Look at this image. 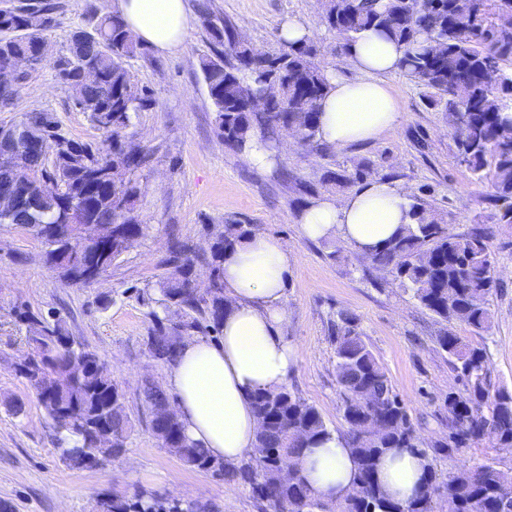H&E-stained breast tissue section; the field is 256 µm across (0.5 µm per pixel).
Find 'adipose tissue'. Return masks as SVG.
Masks as SVG:
<instances>
[{
    "mask_svg": "<svg viewBox=\"0 0 512 512\" xmlns=\"http://www.w3.org/2000/svg\"><path fill=\"white\" fill-rule=\"evenodd\" d=\"M117 14L139 42L161 55L178 49L195 18L190 0H117ZM403 46L369 30L345 47L352 74L326 75L319 138L340 150L371 143L403 120L387 78L399 71ZM409 195L387 180L336 198L313 199L298 215L302 237L332 240L366 256L382 249L410 223ZM296 254L279 239L257 233L224 256V295L229 305L219 342L184 340L166 371V387L187 435L210 455L235 464L254 455L259 428L257 392L285 385L299 350L284 334L285 288ZM310 488L327 500L353 490L354 462L347 443L333 434L301 461ZM424 461L408 452L386 455L378 479L392 497L407 501L423 489Z\"/></svg>",
    "mask_w": 512,
    "mask_h": 512,
    "instance_id": "1",
    "label": "adipose tissue"
}]
</instances>
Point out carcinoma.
Returning <instances> with one entry per match:
<instances>
[{
	"mask_svg": "<svg viewBox=\"0 0 512 512\" xmlns=\"http://www.w3.org/2000/svg\"><path fill=\"white\" fill-rule=\"evenodd\" d=\"M59 9L56 0H39L35 8L20 4L0 15V62L30 54L40 65L50 63L61 85L76 87L80 111L107 138L102 143L77 141L66 136L51 113L28 112L19 122L0 127L8 137L0 140V190L31 177L56 183L59 192L54 197H40L28 186L35 196L33 208L20 210L10 223L33 225V235L45 246L48 266L63 279L74 275L75 282L95 254L70 235L72 221L115 227L110 263L144 235L134 210L141 195L139 173L148 165L149 154L130 145L126 130L154 101L127 66L142 45L128 38L129 30L116 14L90 7L64 48L50 53L45 33L56 25ZM197 10L208 47L199 69L224 146L239 153L254 136L270 141L286 129L305 146L320 145L318 108L326 68L315 61V43L285 44L258 57L234 22L214 15L211 0H199ZM502 11L512 12V0H421L416 6L409 0H329L322 20L329 30L351 39L373 28L405 47L401 71L428 89L430 106L444 112L454 130L461 163L475 181L490 184L501 201L497 223L511 226L512 121L501 112L512 106V34L496 30V16ZM84 65L94 69L93 80L81 79ZM267 95L268 112L250 111V97ZM464 109L462 128L459 113ZM30 140L53 141L55 158L48 160L30 149ZM373 173L370 165L360 163L351 173L324 171L319 184L352 185ZM410 213L414 223L403 225L386 248L364 260L440 319L463 324L478 335L489 331L490 300L500 286L491 249L493 228L477 226L457 234L429 202L415 195L410 196ZM254 233L253 225L237 220L225 222L205 249L178 236L170 238L169 272L156 282V307L147 313V346L155 359L168 363L176 354L174 317L181 318L180 325L188 330L220 333L224 252ZM197 261L207 264L214 275V287L202 293L190 288ZM14 319L25 329L32 355L18 372L56 430L62 461L80 470L92 468L97 460L121 457L132 422L124 391L112 380L105 360L95 350L74 347L58 315L39 316L17 307ZM332 333L345 435L354 457L355 480L363 488L361 496L350 495L337 503L336 512H433L438 498L446 499L448 512H512V493L504 491L495 463L462 468L446 481L435 467L437 458L455 455L484 438L492 439L497 448H512V390L493 386L485 348L449 330L435 338L462 389L444 397L442 430L425 443L355 318L337 312ZM143 394L152 410L167 400L159 387L146 385ZM254 409L260 423L257 447L268 454L235 465L213 458L191 441L178 419L154 418L151 430L166 447L180 449L179 459L186 467L247 487L267 512H314L325 500L310 489L304 476L298 472L294 480L283 483L278 471L300 460L311 443L330 438L334 430L316 406L286 386L256 394ZM400 449L426 461L424 490L412 501L390 497L376 480L379 460ZM101 507L103 512L210 510L206 503L177 505L147 491L133 499L114 494Z\"/></svg>",
	"mask_w": 512,
	"mask_h": 512,
	"instance_id": "carcinoma-1",
	"label": "carcinoma"
}]
</instances>
